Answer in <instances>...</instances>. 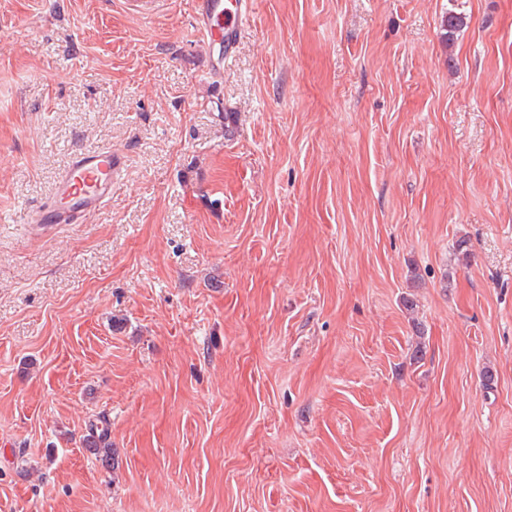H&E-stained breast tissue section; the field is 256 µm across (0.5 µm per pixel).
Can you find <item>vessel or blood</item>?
Masks as SVG:
<instances>
[{
  "instance_id": "vessel-or-blood-1",
  "label": "vessel or blood",
  "mask_w": 512,
  "mask_h": 512,
  "mask_svg": "<svg viewBox=\"0 0 512 512\" xmlns=\"http://www.w3.org/2000/svg\"><path fill=\"white\" fill-rule=\"evenodd\" d=\"M254 4L255 0H193V31L207 47L223 43L225 56H232ZM123 175V159L111 149L75 152L52 193L32 207V223L88 222L111 202L112 188Z\"/></svg>"
}]
</instances>
